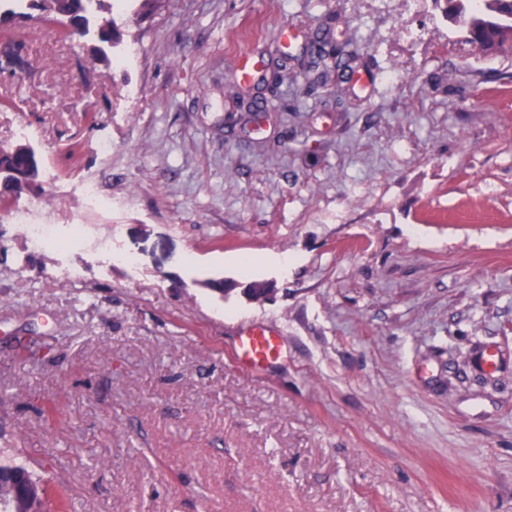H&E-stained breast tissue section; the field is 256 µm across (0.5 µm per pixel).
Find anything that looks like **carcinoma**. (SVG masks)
Here are the masks:
<instances>
[{
	"mask_svg": "<svg viewBox=\"0 0 512 512\" xmlns=\"http://www.w3.org/2000/svg\"><path fill=\"white\" fill-rule=\"evenodd\" d=\"M104 0H0V32L14 33L6 26L13 19L58 22L61 34L74 39L75 34L90 31L93 6ZM443 5L445 18L459 27L466 41L480 55H489L505 48L512 49V0H434ZM37 11L33 15L29 10ZM100 42L112 47L120 44L117 26L109 21L98 29ZM307 61L296 72L288 71L284 63H275L272 84L279 87L299 83L340 82L350 69L351 55L346 53L347 42L328 45L319 33L309 37ZM40 167L30 162L22 145H0V211L7 208L11 198L23 189L38 187ZM0 512H69L68 501L49 492V480L26 465L13 461L0 462Z\"/></svg>",
	"mask_w": 512,
	"mask_h": 512,
	"instance_id": "carcinoma-1",
	"label": "carcinoma"
}]
</instances>
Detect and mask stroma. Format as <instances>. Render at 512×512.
I'll use <instances>...</instances> for the list:
<instances>
[{"label": "stroma", "instance_id": "35a3bbf8", "mask_svg": "<svg viewBox=\"0 0 512 512\" xmlns=\"http://www.w3.org/2000/svg\"><path fill=\"white\" fill-rule=\"evenodd\" d=\"M111 18L106 64L93 34L0 36V145L42 162L0 212L6 454L73 512H512V52L474 53L433 0ZM317 28L353 41L340 92L253 82L264 111L225 124L236 55ZM23 207L68 248L30 250ZM253 326L280 354L249 369Z\"/></svg>", "mask_w": 512, "mask_h": 512}]
</instances>
